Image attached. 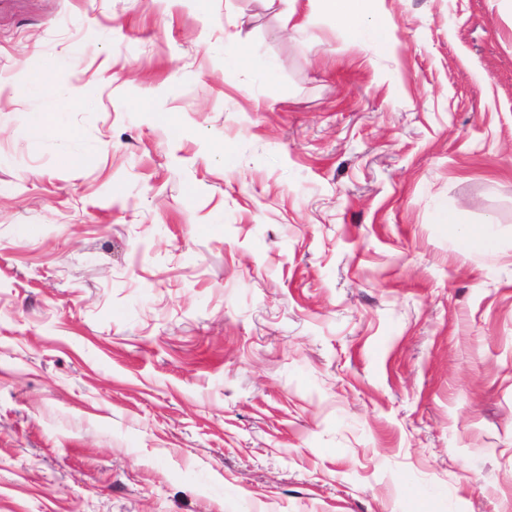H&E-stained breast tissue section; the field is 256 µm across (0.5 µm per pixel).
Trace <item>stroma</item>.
Masks as SVG:
<instances>
[{"label": "stroma", "instance_id": "obj_1", "mask_svg": "<svg viewBox=\"0 0 512 512\" xmlns=\"http://www.w3.org/2000/svg\"><path fill=\"white\" fill-rule=\"evenodd\" d=\"M375 19L0 0V512H512V0ZM376 0H314L321 12L333 16L347 37L372 52L386 51L393 41L392 29L385 23H374L370 29L363 22L374 15Z\"/></svg>", "mask_w": 512, "mask_h": 512}]
</instances>
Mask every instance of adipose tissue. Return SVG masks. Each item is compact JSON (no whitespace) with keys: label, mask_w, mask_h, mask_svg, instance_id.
<instances>
[{"label":"adipose tissue","mask_w":512,"mask_h":512,"mask_svg":"<svg viewBox=\"0 0 512 512\" xmlns=\"http://www.w3.org/2000/svg\"><path fill=\"white\" fill-rule=\"evenodd\" d=\"M316 3L321 12L336 18L350 40L372 52L389 49L393 34L387 24L374 22L369 29L364 26L365 20L374 15L375 0H316Z\"/></svg>","instance_id":"obj_1"}]
</instances>
